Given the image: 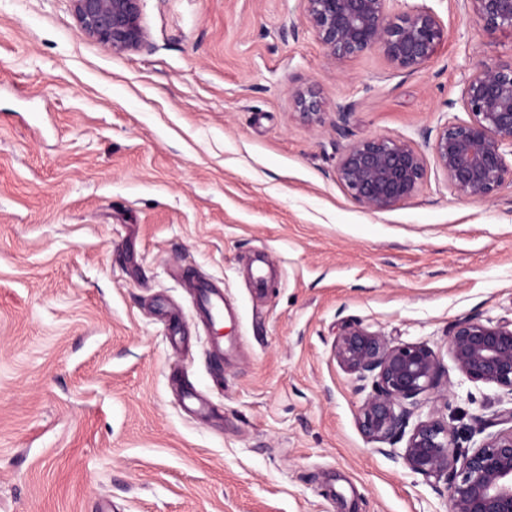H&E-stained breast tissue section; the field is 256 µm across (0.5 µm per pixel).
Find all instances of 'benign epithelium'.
<instances>
[{
  "label": "benign epithelium",
  "instance_id": "benign-epithelium-1",
  "mask_svg": "<svg viewBox=\"0 0 512 512\" xmlns=\"http://www.w3.org/2000/svg\"><path fill=\"white\" fill-rule=\"evenodd\" d=\"M81 34L114 52L145 40L141 0H70ZM304 19L328 59L345 62L379 52L396 69L426 67L447 38L435 11L411 0H304ZM491 31L512 36V0H462ZM308 121L322 123V104L311 89L293 93ZM458 103L468 119L454 118L427 143L448 187L460 199L490 200L512 184V63L477 65L462 83ZM352 106L338 108L332 127L347 134ZM426 171L425 156L412 141L382 135L349 143L336 175L350 196L369 211L390 210L413 197ZM448 355L470 382L495 384L512 397V320L476 317L455 321ZM339 366L372 392L358 414L371 443L395 445L408 436L403 459L411 470L443 482L448 512H512V407L477 419L474 447H463L457 427L431 416L406 432L419 397L438 391L446 369L425 343H394L380 331L342 326L334 342Z\"/></svg>",
  "mask_w": 512,
  "mask_h": 512
}]
</instances>
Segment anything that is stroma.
I'll return each mask as SVG.
<instances>
[{"label": "stroma", "instance_id": "1", "mask_svg": "<svg viewBox=\"0 0 512 512\" xmlns=\"http://www.w3.org/2000/svg\"><path fill=\"white\" fill-rule=\"evenodd\" d=\"M425 3L448 38L407 74L378 52L335 67L302 0H142L145 42L119 54L70 0H0V512H446L363 436L370 389L333 356L349 322L426 343L448 395L419 420L512 406L446 357L455 320L512 319V186L457 198L430 158L415 196L371 212L336 178L348 142L424 144L476 65L512 62L461 0ZM307 88L325 124L296 108ZM187 268L237 315L222 363Z\"/></svg>", "mask_w": 512, "mask_h": 512}]
</instances>
